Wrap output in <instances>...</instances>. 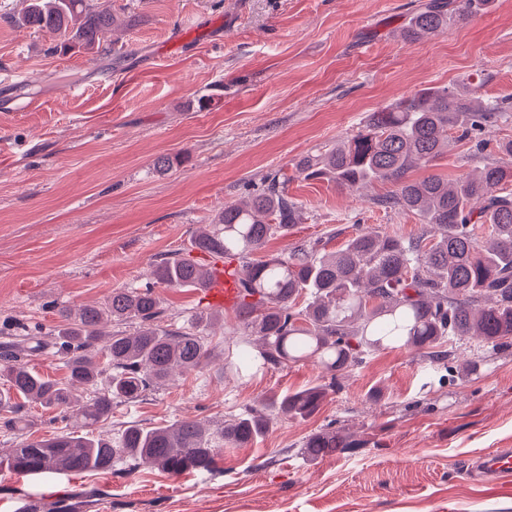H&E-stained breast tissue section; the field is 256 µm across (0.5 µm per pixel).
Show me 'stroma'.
Returning a JSON list of instances; mask_svg holds the SVG:
<instances>
[{"label":"stroma","mask_w":512,"mask_h":512,"mask_svg":"<svg viewBox=\"0 0 512 512\" xmlns=\"http://www.w3.org/2000/svg\"><path fill=\"white\" fill-rule=\"evenodd\" d=\"M422 0H93L128 15L97 56L49 53V34L18 25L23 0H0V343L53 330L57 309L139 288L152 263L184 253L198 225L239 202L270 174L288 180L302 217L266 251L305 241L333 251L359 229L412 237L415 214L379 206L394 186L357 191L306 180L308 154L355 133L371 112L430 86L492 73L482 93L512 94V0L465 27L415 43L400 29ZM213 96L211 108L197 105ZM39 109H25L29 100ZM483 153L453 141L431 170L475 174L512 139V112L486 132ZM161 154L180 157L167 173ZM235 311L209 328L210 364L141 400L116 403L104 437L132 424L203 419L212 426L269 400L327 382L304 360L248 372L230 364ZM447 373L414 351L367 355L306 419L276 416L245 448H223L219 474L172 477L148 463L115 470L24 476L0 467V512L20 498L94 493L83 512H512V488L466 474L471 458L512 448V349L486 355L478 341L454 346ZM27 426H0V456L22 437L59 430L53 411L29 404ZM340 432L359 448L322 459L307 439Z\"/></svg>","instance_id":"35a3bbf8"}]
</instances>
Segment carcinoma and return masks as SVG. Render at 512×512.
I'll return each mask as SVG.
<instances>
[{
	"label": "carcinoma",
	"mask_w": 512,
	"mask_h": 512,
	"mask_svg": "<svg viewBox=\"0 0 512 512\" xmlns=\"http://www.w3.org/2000/svg\"><path fill=\"white\" fill-rule=\"evenodd\" d=\"M492 3L428 0L401 37L414 43L442 34L454 23L466 24L487 12ZM21 23L52 35L54 53H97L116 18L94 8L91 0H29ZM491 79L482 72L458 85L420 89L372 113L336 147L296 162L303 179H323L343 189L393 183V194L378 204L419 215L437 233L432 241L423 234L406 238L363 229L331 253L302 243L286 255L256 259L272 237L288 233L300 221L301 205L288 198V179L277 174L191 236L192 248L211 262L243 264L238 366L312 359L330 374L327 384L275 400L279 413L294 419L312 416L363 355L379 349L407 347L451 372L450 340L478 336L492 350L512 347V139L499 143L498 159L476 175L451 183L435 176L408 178L411 169L426 167L445 152L452 132L456 141L484 151L487 126L512 112V95H479ZM484 226L487 233L481 235ZM207 274V265L175 255L155 263L152 281L142 288L114 289L103 303L85 305L76 313L58 308L60 324L53 335L67 357L64 382L44 379L28 366L27 357L45 347L40 333H29L22 346H4V428L12 430L24 420L21 407L8 401L10 393L57 411L65 421L74 417L86 428H97L112 418L114 401H137L151 388L206 365L212 351L203 332L168 325L156 287L201 288ZM126 322L136 324L134 333L118 329ZM112 323L117 328L110 329ZM102 359L111 374L107 388L100 390ZM76 387L92 391L89 403L74 397ZM272 421V415L251 409L216 429L197 419L151 428L130 425L117 442L64 430L11 448L0 461L26 475L105 471L117 464L131 471L142 461L170 476L215 475L221 447H247ZM356 445L351 436L332 431L312 436L306 449L326 457ZM17 512H80V503L71 496L25 500Z\"/></svg>",
	"instance_id": "carcinoma-1"
}]
</instances>
